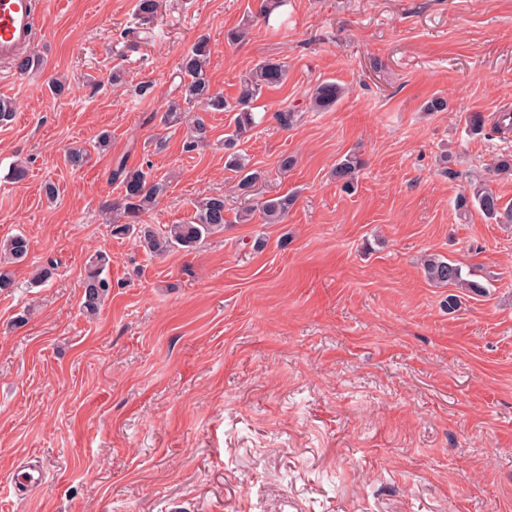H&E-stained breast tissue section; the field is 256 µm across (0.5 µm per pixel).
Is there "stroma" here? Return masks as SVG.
Listing matches in <instances>:
<instances>
[{
    "instance_id": "stroma-1",
    "label": "stroma",
    "mask_w": 512,
    "mask_h": 512,
    "mask_svg": "<svg viewBox=\"0 0 512 512\" xmlns=\"http://www.w3.org/2000/svg\"><path fill=\"white\" fill-rule=\"evenodd\" d=\"M259 3L160 0L144 28L136 0H40L45 69L0 62L17 104L0 127V239L31 242L0 293V512H512V227L454 206L512 153L496 129L512 112V0H289L229 43ZM200 35L229 99L259 61L288 64L254 103L245 191L224 167L230 113L192 105L210 130L196 151L162 121ZM325 79L347 92L311 111ZM434 97L446 111H423ZM286 107L300 118L284 130ZM349 153L364 166L348 191L333 170ZM119 157L169 181L142 223H182L220 195L223 232L156 257L113 237ZM287 193L283 221L264 223L260 203ZM98 251L112 288L91 317L80 280ZM428 255L485 293L449 308ZM50 258L52 280L30 287ZM27 463L42 482L13 486Z\"/></svg>"
}]
</instances>
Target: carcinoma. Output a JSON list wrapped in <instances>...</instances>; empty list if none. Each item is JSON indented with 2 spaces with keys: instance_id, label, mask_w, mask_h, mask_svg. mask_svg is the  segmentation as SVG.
Returning <instances> with one entry per match:
<instances>
[{
  "instance_id": "cac0c4a2",
  "label": "carcinoma",
  "mask_w": 512,
  "mask_h": 512,
  "mask_svg": "<svg viewBox=\"0 0 512 512\" xmlns=\"http://www.w3.org/2000/svg\"><path fill=\"white\" fill-rule=\"evenodd\" d=\"M159 0H137L136 14L145 24L152 22L157 13ZM210 47L207 38L196 39L179 62L183 76L181 100H171L164 111L166 124L187 123L189 137L186 149L194 151L209 142L210 130L205 120L198 115H189L181 104L200 103L212 112L233 113L234 129L224 138L226 167L239 174L238 187L246 190L257 181L259 174L248 170L246 158L239 150L241 141L256 124L253 103L266 88L283 85L287 81L288 65L284 61L266 59L257 63L241 80L238 97L229 100L224 95L211 90L206 70ZM44 58L32 52L14 59V67L25 75L43 69ZM344 95V88L333 80H323L307 93L310 108L315 112H327L335 108ZM363 162L351 153L336 164L334 175L346 190L354 188L356 173ZM489 174L500 178L512 176V154H502L495 158ZM112 180L120 183L122 197L113 205L115 216L111 234L114 237H134L140 246L153 256L165 255L174 250L191 251L203 239L224 230V197L208 196L195 204L193 218L182 224H169L155 228L140 223V215L158 203L168 188L165 178H155L141 168H130L120 160L112 170ZM294 203V196L286 194L269 198L262 202L263 221L267 224L280 222ZM479 208L487 217L498 224H512V207L504 208L499 197L485 183L478 182L469 193L460 194L455 200V209L466 213L470 207ZM29 239L22 233L0 240V292L9 293L17 287L11 265L24 261L29 253ZM110 258L98 253L90 258L81 281L83 308L89 315L96 314L111 290V284L104 275ZM424 270L429 281L441 286L463 288L473 294L485 293L480 282L463 276L459 265L431 256L424 261Z\"/></svg>"
}]
</instances>
